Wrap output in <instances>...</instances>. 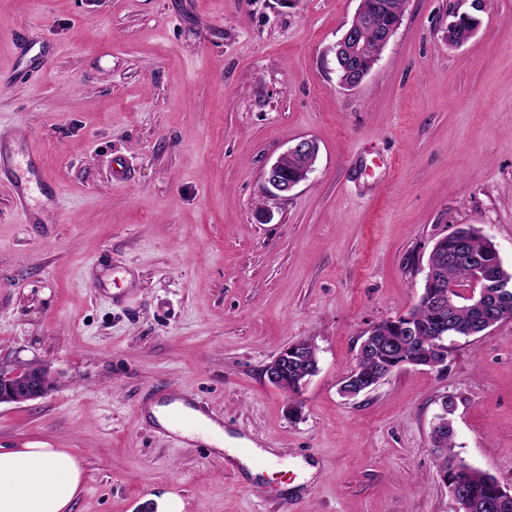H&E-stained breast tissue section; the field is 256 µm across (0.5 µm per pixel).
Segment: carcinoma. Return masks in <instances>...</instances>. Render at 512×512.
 <instances>
[{
	"label": "carcinoma",
	"instance_id": "cac0c4a2",
	"mask_svg": "<svg viewBox=\"0 0 512 512\" xmlns=\"http://www.w3.org/2000/svg\"><path fill=\"white\" fill-rule=\"evenodd\" d=\"M385 2L391 6L392 12H383L376 5ZM404 0H360L354 25L362 22V15L372 19V25L362 34L365 41V52L369 56H380L384 45L374 37V31L384 29L391 25L394 16L401 13ZM461 232L465 240L464 250H458L456 239L445 236L435 243L434 252L428 256L427 261L434 267V287L423 288L418 303L410 310L406 317L390 318L373 326L370 331V341L367 348L357 353L355 369L367 381L378 377L379 373L390 367L386 359L385 348L396 339H401L406 349L412 348V340L405 336L400 325L407 322L411 324L420 336V342L430 344L432 336L445 322L451 324L450 336H459L472 329L475 325L476 315L471 308L470 300L460 297L456 299L453 312H443L437 306L434 296L443 292L448 286H458L472 280L476 275V268L471 258L478 257L493 266L497 272L512 279V268L499 262L500 253L492 239L473 225L462 227ZM433 447L437 448L443 462H454L457 468L448 470V481L461 482L467 496V512H512V499L504 502L503 507L492 511L487 504L501 499V483L491 474L468 464L454 451L456 447L453 425L439 432L434 440Z\"/></svg>",
	"mask_w": 512,
	"mask_h": 512
}]
</instances>
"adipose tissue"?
<instances>
[{
	"instance_id": "obj_1",
	"label": "adipose tissue",
	"mask_w": 512,
	"mask_h": 512,
	"mask_svg": "<svg viewBox=\"0 0 512 512\" xmlns=\"http://www.w3.org/2000/svg\"><path fill=\"white\" fill-rule=\"evenodd\" d=\"M85 482L66 448H0V512H70Z\"/></svg>"
}]
</instances>
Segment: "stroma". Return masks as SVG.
I'll use <instances>...</instances> for the list:
<instances>
[{
    "label": "stroma",
    "instance_id": "35a3bbf8",
    "mask_svg": "<svg viewBox=\"0 0 512 512\" xmlns=\"http://www.w3.org/2000/svg\"><path fill=\"white\" fill-rule=\"evenodd\" d=\"M358 4L0 0V134L39 151L45 182L35 224L0 186V367L54 382L0 403V448L72 449L71 512H458L430 444L447 392L459 456L512 488V320L449 337L447 371L338 392L363 331L416 304L438 239L475 225L512 266V0H487L457 47L472 0H407L346 89L329 49ZM46 40L48 69L19 74V43ZM302 136L320 146L309 180L267 195ZM308 337L319 371L295 419L264 368ZM170 391L318 476L288 493L174 440L144 410Z\"/></svg>",
    "mask_w": 512,
    "mask_h": 512
}]
</instances>
